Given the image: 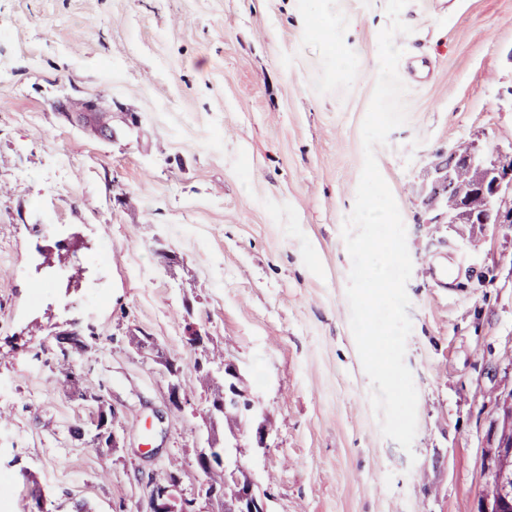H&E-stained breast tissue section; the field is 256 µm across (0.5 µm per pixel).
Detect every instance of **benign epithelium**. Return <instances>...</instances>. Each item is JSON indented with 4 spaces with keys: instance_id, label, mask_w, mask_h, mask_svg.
Masks as SVG:
<instances>
[{
    "instance_id": "1",
    "label": "benign epithelium",
    "mask_w": 512,
    "mask_h": 512,
    "mask_svg": "<svg viewBox=\"0 0 512 512\" xmlns=\"http://www.w3.org/2000/svg\"><path fill=\"white\" fill-rule=\"evenodd\" d=\"M466 167L472 175L469 197H461L454 180L450 178L443 191L428 194L423 199L424 205L436 212L434 222L477 223L470 205V199L476 197L486 209L495 213L496 223L512 224V209L504 210L500 205L502 196L512 190V159L500 153L489 156L474 144L466 155ZM450 195L457 197V205L449 212L444 209V202ZM162 364L168 379V403L172 409L181 411L191 404V400L183 396L178 383L181 368L176 359L168 356L162 357ZM220 372L224 379V393L208 397L205 418L210 428H215L218 422L231 416L238 424L249 425L250 434L230 433L224 437L225 447L248 448L253 441L258 447H264L266 414L261 403L238 387L236 380L240 378V373L235 363L224 362ZM207 443L208 447L201 449L196 457L197 467L202 474L197 496L187 498L180 494L177 476L165 483H153L148 496V512H200L197 499H216L217 481L224 478L227 467L225 460L217 455L219 441L216 437L209 436ZM486 469L492 475L496 493L486 498L485 512H512V439H500L499 448L487 458ZM266 499L267 496L258 493L251 482L242 488L231 512H267Z\"/></svg>"
}]
</instances>
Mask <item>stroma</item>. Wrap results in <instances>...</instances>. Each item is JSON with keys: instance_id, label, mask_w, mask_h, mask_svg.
Returning a JSON list of instances; mask_svg holds the SVG:
<instances>
[{"instance_id": "stroma-1", "label": "stroma", "mask_w": 512, "mask_h": 512, "mask_svg": "<svg viewBox=\"0 0 512 512\" xmlns=\"http://www.w3.org/2000/svg\"><path fill=\"white\" fill-rule=\"evenodd\" d=\"M385 4L0 0V512H145L167 472L193 496L207 393L172 410L162 365L129 344L153 337L191 383L192 326L266 411L241 462L268 512H480L512 391V224H436L423 197L459 142L512 153V0H411L395 38L431 64L375 149L413 262L409 453L370 405L342 237ZM90 99L97 132L78 119ZM72 332L94 337L84 399L58 380ZM104 405L113 451L72 434Z\"/></svg>"}]
</instances>
